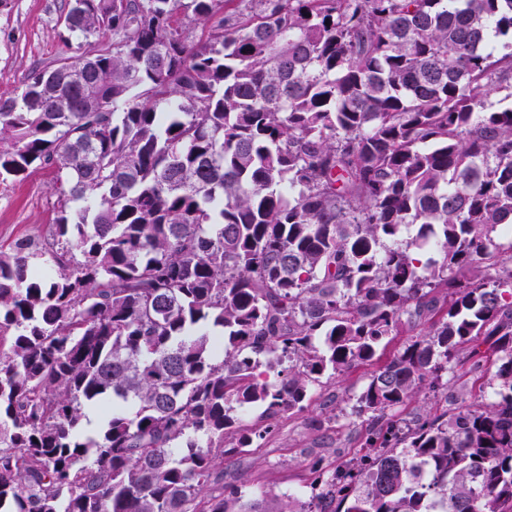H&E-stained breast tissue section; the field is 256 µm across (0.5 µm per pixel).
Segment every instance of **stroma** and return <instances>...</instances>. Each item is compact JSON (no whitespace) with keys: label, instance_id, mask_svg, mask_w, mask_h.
<instances>
[{"label":"stroma","instance_id":"obj_1","mask_svg":"<svg viewBox=\"0 0 512 512\" xmlns=\"http://www.w3.org/2000/svg\"><path fill=\"white\" fill-rule=\"evenodd\" d=\"M62 3L0 0V99L16 97L31 68L74 56L75 49L58 21ZM54 183L55 173L49 169L36 170L21 182L0 181V246L52 235L57 199ZM405 341L400 335L381 342L371 362L323 378L305 411L281 415L259 447L225 461V474L259 500L307 494L315 459H323L333 468L361 454L364 427L349 410L371 374ZM314 419L321 421V431L311 428Z\"/></svg>","mask_w":512,"mask_h":512}]
</instances>
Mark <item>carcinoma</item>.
<instances>
[{
  "instance_id": "1",
  "label": "carcinoma",
  "mask_w": 512,
  "mask_h": 512,
  "mask_svg": "<svg viewBox=\"0 0 512 512\" xmlns=\"http://www.w3.org/2000/svg\"><path fill=\"white\" fill-rule=\"evenodd\" d=\"M59 20L78 54L0 99V178L58 183L52 239L0 247V512H512V104L486 107L512 86V0ZM404 329L351 408L362 455L269 510L224 482ZM479 340L485 401L450 410ZM422 392L435 409L395 418Z\"/></svg>"
}]
</instances>
